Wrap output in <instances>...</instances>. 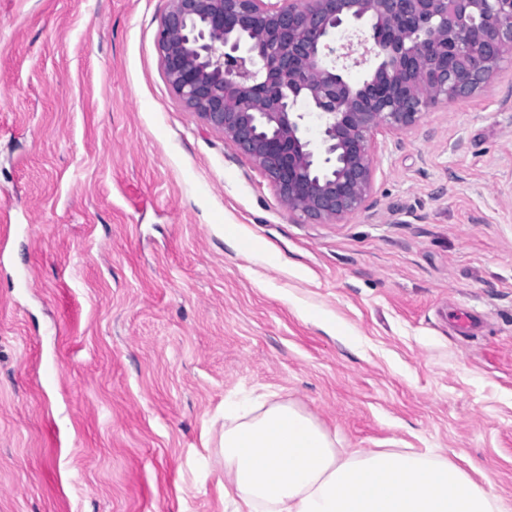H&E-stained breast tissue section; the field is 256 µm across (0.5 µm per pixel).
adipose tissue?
I'll list each match as a JSON object with an SVG mask.
<instances>
[{
  "instance_id": "ef3b65f1",
  "label": "adipose tissue",
  "mask_w": 512,
  "mask_h": 512,
  "mask_svg": "<svg viewBox=\"0 0 512 512\" xmlns=\"http://www.w3.org/2000/svg\"><path fill=\"white\" fill-rule=\"evenodd\" d=\"M214 463L232 512H512L439 453L341 450L289 403L225 405Z\"/></svg>"
}]
</instances>
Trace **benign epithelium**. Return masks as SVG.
<instances>
[{
  "label": "benign epithelium",
  "mask_w": 512,
  "mask_h": 512,
  "mask_svg": "<svg viewBox=\"0 0 512 512\" xmlns=\"http://www.w3.org/2000/svg\"><path fill=\"white\" fill-rule=\"evenodd\" d=\"M360 23L376 64L353 85L326 58H351L331 36ZM157 48L176 97L290 213L338 223L370 194L374 131L477 94L512 54V0H169ZM301 100L324 120L316 146L300 135Z\"/></svg>",
  "instance_id": "benign-epithelium-1"
}]
</instances>
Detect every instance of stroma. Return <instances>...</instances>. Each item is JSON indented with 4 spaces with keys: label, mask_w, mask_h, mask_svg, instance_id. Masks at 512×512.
<instances>
[{
    "label": "stroma",
    "mask_w": 512,
    "mask_h": 512,
    "mask_svg": "<svg viewBox=\"0 0 512 512\" xmlns=\"http://www.w3.org/2000/svg\"><path fill=\"white\" fill-rule=\"evenodd\" d=\"M167 6L0 0V512H228L246 393L511 501L512 60L306 223L171 91Z\"/></svg>",
    "instance_id": "stroma-1"
}]
</instances>
